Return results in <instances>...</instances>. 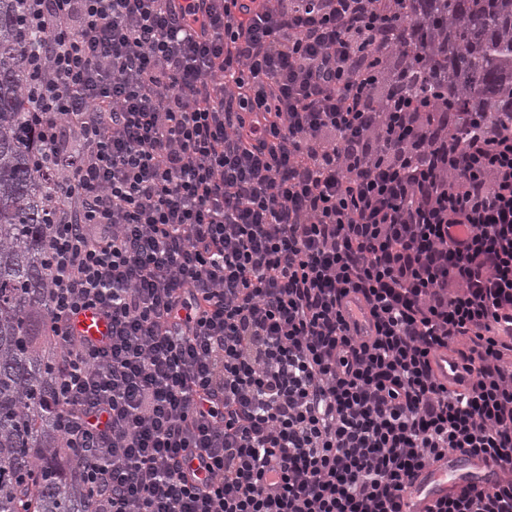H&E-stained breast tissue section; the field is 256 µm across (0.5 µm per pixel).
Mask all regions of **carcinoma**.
<instances>
[{
  "instance_id": "cac0c4a2",
  "label": "carcinoma",
  "mask_w": 512,
  "mask_h": 512,
  "mask_svg": "<svg viewBox=\"0 0 512 512\" xmlns=\"http://www.w3.org/2000/svg\"><path fill=\"white\" fill-rule=\"evenodd\" d=\"M435 97L512 113V0H413ZM24 0H0V512H87L78 458L47 405L55 378L46 210L56 175L32 121Z\"/></svg>"
}]
</instances>
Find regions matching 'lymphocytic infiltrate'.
Returning <instances> with one entry per match:
<instances>
[{"instance_id":"f902f5d3","label":"lymphocytic infiltrate","mask_w":512,"mask_h":512,"mask_svg":"<svg viewBox=\"0 0 512 512\" xmlns=\"http://www.w3.org/2000/svg\"><path fill=\"white\" fill-rule=\"evenodd\" d=\"M409 2L25 0L92 512H402L457 452L506 476L429 512H512V123L407 92ZM76 329L82 336L96 338L106 333L107 324L96 313L89 310L79 315Z\"/></svg>"}]
</instances>
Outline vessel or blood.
<instances>
[{
    "mask_svg": "<svg viewBox=\"0 0 512 512\" xmlns=\"http://www.w3.org/2000/svg\"><path fill=\"white\" fill-rule=\"evenodd\" d=\"M76 329L81 335L96 338L106 333L107 325L89 310L79 315ZM499 474L500 467L493 460L464 454L449 455L447 459L414 477L411 494L405 499L406 512H424L429 501L447 494L449 489L465 484L471 478L492 482Z\"/></svg>",
    "mask_w": 512,
    "mask_h": 512,
    "instance_id": "1",
    "label": "vessel or blood"
}]
</instances>
